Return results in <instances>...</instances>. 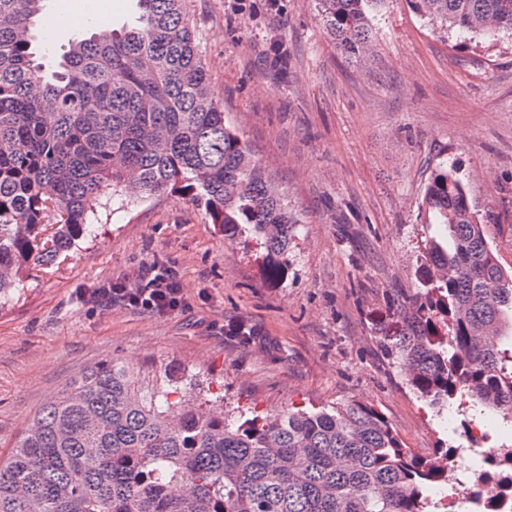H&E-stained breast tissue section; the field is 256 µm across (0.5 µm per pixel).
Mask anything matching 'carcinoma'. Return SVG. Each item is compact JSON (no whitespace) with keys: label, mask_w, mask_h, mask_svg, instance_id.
Listing matches in <instances>:
<instances>
[{"label":"carcinoma","mask_w":512,"mask_h":512,"mask_svg":"<svg viewBox=\"0 0 512 512\" xmlns=\"http://www.w3.org/2000/svg\"><path fill=\"white\" fill-rule=\"evenodd\" d=\"M44 0H0V298L82 240L101 198L133 176L144 200L189 197L224 238L262 248L280 282L300 214L224 119L186 0H137L136 23L76 42L46 76L33 48ZM347 56L371 42L384 0H316ZM448 35L512 37V0H414ZM51 99L56 111H42ZM423 206L426 244L405 328L379 347L433 409L460 397L512 422V270L455 169ZM111 361L83 373L0 461V512H432L458 449L419 457L373 406L350 400L229 417Z\"/></svg>","instance_id":"carcinoma-1"}]
</instances>
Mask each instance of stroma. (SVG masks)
Instances as JSON below:
<instances>
[{
  "label": "stroma",
  "instance_id": "stroma-1",
  "mask_svg": "<svg viewBox=\"0 0 512 512\" xmlns=\"http://www.w3.org/2000/svg\"><path fill=\"white\" fill-rule=\"evenodd\" d=\"M86 3L46 0V66L135 18V0ZM187 11L226 122L302 216L288 276L271 285L259 246L225 240L183 195L104 198L74 251L0 302V458L74 379L112 360L148 381L183 372L184 395L223 397L229 412L358 400L417 456L469 447L457 407L429 408L377 341L400 331L424 244L443 234L422 207L437 165L456 168L512 268L496 230L512 224V40L451 38L410 0H385L370 50L350 58L315 0H187ZM154 265L176 273L184 309L92 302ZM237 324L250 340L231 334Z\"/></svg>",
  "mask_w": 512,
  "mask_h": 512
}]
</instances>
